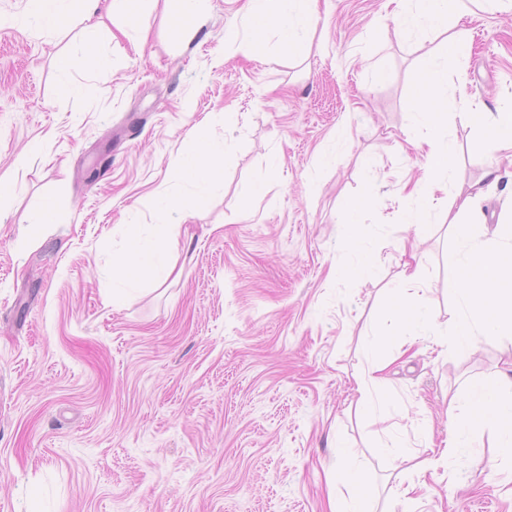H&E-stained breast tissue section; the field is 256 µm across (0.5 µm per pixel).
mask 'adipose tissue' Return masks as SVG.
<instances>
[{
  "instance_id": "1",
  "label": "adipose tissue",
  "mask_w": 512,
  "mask_h": 512,
  "mask_svg": "<svg viewBox=\"0 0 512 512\" xmlns=\"http://www.w3.org/2000/svg\"><path fill=\"white\" fill-rule=\"evenodd\" d=\"M415 7L401 15L399 25L410 32L421 26L443 27L450 15L470 14L476 0H414ZM37 8L20 18L23 27L39 31L56 30L69 16L72 5H79L88 33H96L101 12L127 13L129 0H36ZM319 0H247V10L256 21H275L282 45L296 44L299 32L311 28L319 20ZM427 91L415 102L418 114L429 126L426 145L430 154L442 155V170L429 174L432 187H441L453 174L456 144L449 138L445 125L437 122L432 110L433 100L447 92V69L439 61H429L426 69ZM222 147L211 143L200 145L193 157L181 161L183 177L194 182L196 195H203L217 183L220 170L214 164ZM472 209L471 199H463L456 212L449 216L457 248L449 254L448 263L459 273L454 291L462 312L455 320V336L460 345H467L477 335L493 336L505 328L512 329V227L498 224L473 225L465 217ZM180 245V227L158 225L151 242H143L138 229H130L128 246L112 263L113 300H121L128 271L138 264H148L151 271L170 275L173 254ZM480 419L492 421L498 428L504 447H512V396L493 393L472 404Z\"/></svg>"
}]
</instances>
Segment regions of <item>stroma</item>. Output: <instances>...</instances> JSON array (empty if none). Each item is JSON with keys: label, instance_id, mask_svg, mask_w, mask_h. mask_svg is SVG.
Listing matches in <instances>:
<instances>
[{"label": "stroma", "instance_id": "stroma-1", "mask_svg": "<svg viewBox=\"0 0 512 512\" xmlns=\"http://www.w3.org/2000/svg\"><path fill=\"white\" fill-rule=\"evenodd\" d=\"M135 10L137 45L102 17V69L72 54L79 15L53 33L0 26V512H329L356 489L371 512H512V454L492 426L470 458L423 473L402 460L473 421L471 386L512 393V331L467 349L446 331L449 207L492 166L481 219L512 203V160L487 149L481 118L512 110V12L480 0L459 24L406 34L396 0H319L286 49L246 0H210L189 42L163 7ZM231 32L261 36L254 57ZM457 34L468 56L451 54ZM431 59L447 64L433 109L458 148L434 193L414 109ZM64 68L82 94L61 95ZM201 142L228 155L221 186L190 214L159 210L193 193L177 167ZM39 206L51 222L25 224ZM130 224L179 225L188 246L164 281L132 269L116 303ZM403 241L425 284L407 298L437 332L399 349L382 335ZM388 357L379 422L355 377ZM392 442L402 454L383 453Z\"/></svg>", "mask_w": 512, "mask_h": 512}]
</instances>
